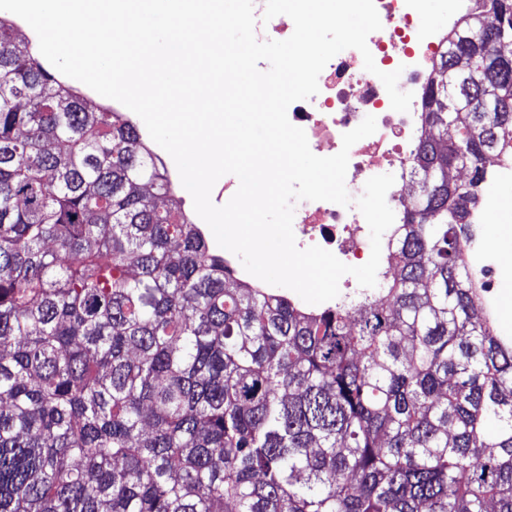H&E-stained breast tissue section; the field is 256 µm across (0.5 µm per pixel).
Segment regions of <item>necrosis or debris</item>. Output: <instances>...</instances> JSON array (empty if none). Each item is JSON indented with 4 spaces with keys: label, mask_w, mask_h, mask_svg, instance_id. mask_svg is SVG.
<instances>
[{
    "label": "necrosis or debris",
    "mask_w": 512,
    "mask_h": 512,
    "mask_svg": "<svg viewBox=\"0 0 512 512\" xmlns=\"http://www.w3.org/2000/svg\"><path fill=\"white\" fill-rule=\"evenodd\" d=\"M382 23L367 38L377 73L364 68L363 56L349 48L334 56L318 78L317 95L292 103L290 122L302 128L311 151L318 156L338 153L342 136L366 116H374L377 129L349 151L345 185L358 196L366 181L390 174L394 183L386 201L395 216H402L406 201V171L419 139L421 112L432 65L448 36L426 27L420 19V0H374ZM400 71L398 87L412 93L408 112L392 111L379 72ZM293 231L298 248L314 245L331 251L350 266L365 262L371 254L369 227L356 206L327 201L295 204Z\"/></svg>",
    "instance_id": "1"
}]
</instances>
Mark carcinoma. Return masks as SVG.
<instances>
[{"instance_id": "obj_1", "label": "carcinoma", "mask_w": 512, "mask_h": 512, "mask_svg": "<svg viewBox=\"0 0 512 512\" xmlns=\"http://www.w3.org/2000/svg\"><path fill=\"white\" fill-rule=\"evenodd\" d=\"M473 2L387 271L319 309L237 278L136 123L0 19V512H512V344L465 259L512 63L460 67L512 0Z\"/></svg>"}]
</instances>
